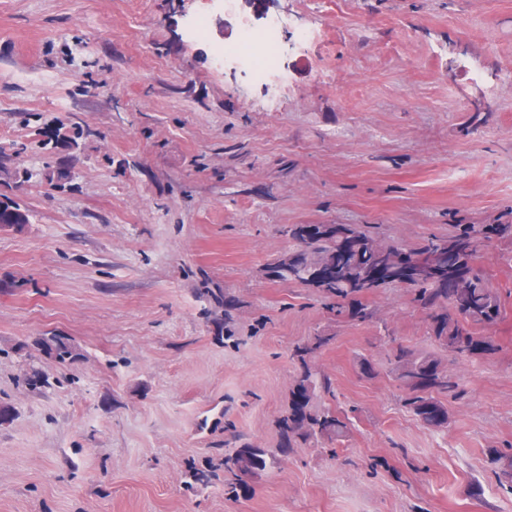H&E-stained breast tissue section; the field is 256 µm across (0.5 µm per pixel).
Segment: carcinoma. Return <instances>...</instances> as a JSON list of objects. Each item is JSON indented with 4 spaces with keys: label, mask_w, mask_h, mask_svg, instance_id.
<instances>
[{
    "label": "carcinoma",
    "mask_w": 512,
    "mask_h": 512,
    "mask_svg": "<svg viewBox=\"0 0 512 512\" xmlns=\"http://www.w3.org/2000/svg\"><path fill=\"white\" fill-rule=\"evenodd\" d=\"M483 230L470 224L457 225V234L442 239L430 238L418 247L406 250L391 245L381 246L380 237L367 227L342 225L324 237L300 240L293 257L270 267L280 282L319 288L328 300L327 308L336 318L366 321L373 312L360 305L354 296L366 289L383 285H399L401 281L387 274L410 261L413 255H427L429 268L410 284L413 301L426 311L429 338L437 351H416L398 344L392 348L390 364L405 392L404 404L423 424L432 428L448 425V407L444 400L460 395V379L448 374L440 353L456 360L475 358L471 346H480L493 354L489 337L477 333L495 320L500 311L496 289L474 271L473 263L484 247ZM343 258L336 278L328 282L318 269L333 256ZM332 337L318 333L295 346L292 358L300 365L292 392H301L306 402L301 412L289 409L280 424L284 438L281 448H237L225 455L224 468L235 479L267 468L276 454L294 448L317 447L338 441L348 432V422L326 407L323 398L335 396L332 382L312 367L315 353ZM42 346L61 362L73 356L72 347L61 338H53ZM488 463L498 478L512 481V451L493 448Z\"/></svg>",
    "instance_id": "cac0c4a2"
}]
</instances>
